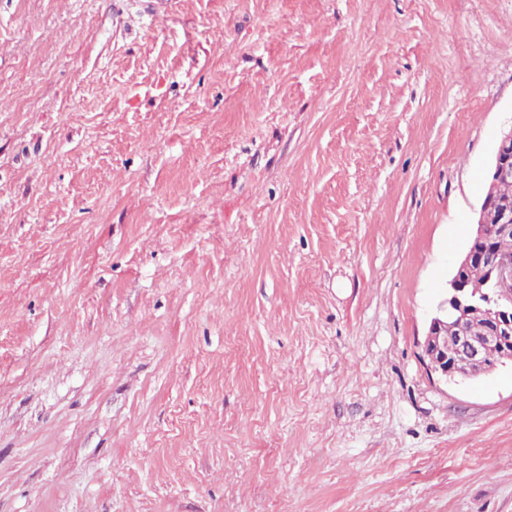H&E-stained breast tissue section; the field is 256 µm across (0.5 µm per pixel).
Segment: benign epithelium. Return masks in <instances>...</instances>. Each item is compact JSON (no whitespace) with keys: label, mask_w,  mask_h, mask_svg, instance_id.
<instances>
[{"label":"benign epithelium","mask_w":512,"mask_h":512,"mask_svg":"<svg viewBox=\"0 0 512 512\" xmlns=\"http://www.w3.org/2000/svg\"><path fill=\"white\" fill-rule=\"evenodd\" d=\"M489 189L476 211L471 242L448 280L446 297L429 320L423 359L430 371L450 381H468L512 364V256L492 244L512 236V205L494 198V188L512 179V124L500 130L488 166ZM483 269L486 288H469L468 274ZM480 320V336L467 324Z\"/></svg>","instance_id":"obj_1"}]
</instances>
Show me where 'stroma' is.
<instances>
[{"mask_svg":"<svg viewBox=\"0 0 512 512\" xmlns=\"http://www.w3.org/2000/svg\"><path fill=\"white\" fill-rule=\"evenodd\" d=\"M142 2L0 0V512H512L422 359L512 0Z\"/></svg>","mask_w":512,"mask_h":512,"instance_id":"35a3bbf8","label":"stroma"}]
</instances>
